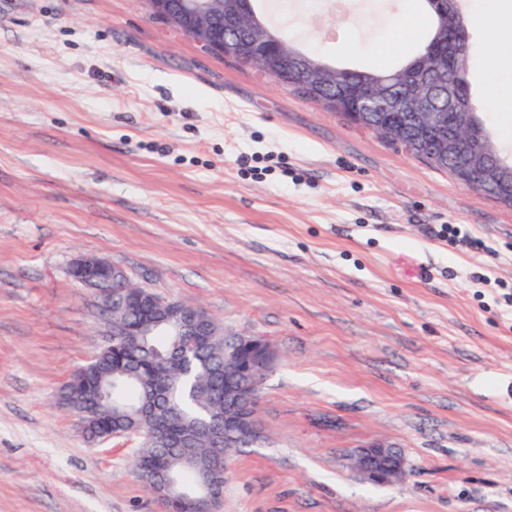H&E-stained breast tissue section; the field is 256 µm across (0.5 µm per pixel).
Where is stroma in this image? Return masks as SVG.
<instances>
[{"label":"stroma","mask_w":512,"mask_h":512,"mask_svg":"<svg viewBox=\"0 0 512 512\" xmlns=\"http://www.w3.org/2000/svg\"><path fill=\"white\" fill-rule=\"evenodd\" d=\"M334 2L269 21L364 66L410 0ZM81 256L271 342L266 441L230 461L220 512H512V208L143 0H0V512H160L139 438L88 443L56 404L108 330ZM374 442L399 482L352 472Z\"/></svg>","instance_id":"obj_1"}]
</instances>
